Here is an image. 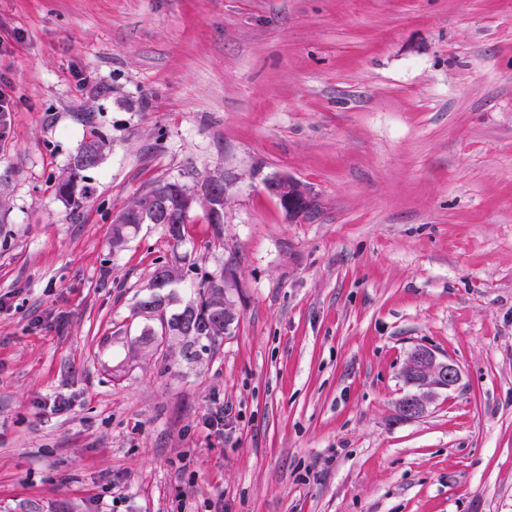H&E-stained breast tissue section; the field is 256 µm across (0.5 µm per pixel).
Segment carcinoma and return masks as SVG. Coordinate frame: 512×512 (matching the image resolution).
<instances>
[{
    "instance_id": "carcinoma-1",
    "label": "carcinoma",
    "mask_w": 512,
    "mask_h": 512,
    "mask_svg": "<svg viewBox=\"0 0 512 512\" xmlns=\"http://www.w3.org/2000/svg\"><path fill=\"white\" fill-rule=\"evenodd\" d=\"M92 152L96 160H101L103 140L92 139L84 142L74 155L71 171L61 177L58 183V194L66 202L79 206L92 193V188L78 184L80 172L95 168L86 158L87 152ZM214 186L219 201L214 202L206 195L175 181L157 180L143 195L139 196L128 207L122 209L116 216L118 224L114 225L113 239H124L137 231L139 225L149 224L151 208L149 203L153 193L159 189L165 191L166 205L171 218V224L165 227L168 241L173 243V249H178L185 234V224L189 223L191 210L204 211L208 223L214 227L216 238H222L224 226V178H216ZM196 270V264L186 262L184 257H176L171 262H165L155 268L150 283L152 292L139 304L140 310L155 322L146 327L141 338L146 344H162L167 340L183 342L184 357L199 356V351H211L224 337V324L215 319V305L224 304V283L226 275L233 273L227 268L219 276L204 275L197 285L196 297L186 302L178 311L169 310L170 305L177 301L172 293L163 290L183 282L190 273Z\"/></svg>"
}]
</instances>
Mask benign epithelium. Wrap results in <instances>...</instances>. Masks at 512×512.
<instances>
[{
  "instance_id": "obj_1",
  "label": "benign epithelium",
  "mask_w": 512,
  "mask_h": 512,
  "mask_svg": "<svg viewBox=\"0 0 512 512\" xmlns=\"http://www.w3.org/2000/svg\"><path fill=\"white\" fill-rule=\"evenodd\" d=\"M267 188L277 197L289 220L311 222L317 216L318 200L307 185L289 176H279L267 181ZM403 377L413 393L399 401L398 411L402 416L416 418L425 413L435 391L450 390L458 383L460 371L431 350L418 348L411 353Z\"/></svg>"
}]
</instances>
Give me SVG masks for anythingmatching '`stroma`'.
<instances>
[{"label":"stroma","instance_id":"35a3bbf8","mask_svg":"<svg viewBox=\"0 0 512 512\" xmlns=\"http://www.w3.org/2000/svg\"><path fill=\"white\" fill-rule=\"evenodd\" d=\"M0 75V512H512V0H0ZM213 175L223 243L198 210L113 250ZM176 254L233 267L196 360L141 344ZM420 346L460 381L409 419ZM87 151H91L95 156L96 164H91L86 158ZM103 140L92 139L84 142L74 155L71 162V171L68 175L62 176L58 183V194L66 202L80 206L92 193V188L88 184L79 186L78 179L81 171H87L95 168L102 157ZM210 178H215L219 182L214 186V190L211 193L216 190V196L221 201H212L206 196V192H203V195H198L200 190H205L207 181L201 185L200 190L196 191L175 181L157 180L153 182L147 192L118 213L116 221L122 224L114 225L112 241L115 242L118 238L124 240L132 232H136L140 224H154L150 220V213L152 209L156 211L158 207L161 209L164 207L163 190L165 191L166 205L172 221L167 227L163 226L169 243H173V248H178L182 243L185 234V224H189L190 213L196 209L204 211L208 223L213 224L216 238L221 239L224 226V199L228 195L232 181L225 175L224 178L221 176ZM159 189L163 190L157 192L151 200L153 193ZM193 196L195 197L192 209L186 208V198ZM150 202L153 203L152 209L147 207ZM268 190L277 197L289 221L311 222L318 213L319 204L313 190L287 176L270 179Z\"/></svg>","mask_w":512,"mask_h":512}]
</instances>
